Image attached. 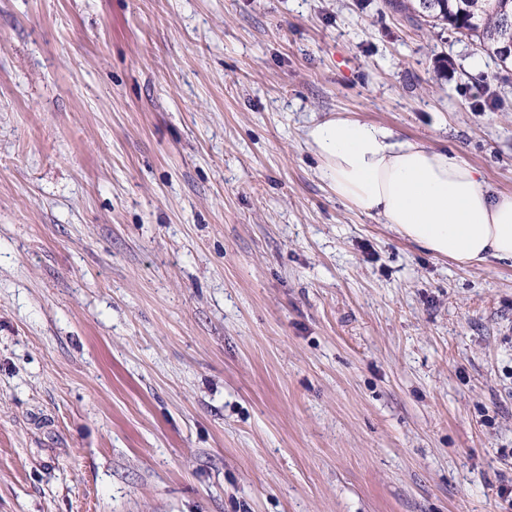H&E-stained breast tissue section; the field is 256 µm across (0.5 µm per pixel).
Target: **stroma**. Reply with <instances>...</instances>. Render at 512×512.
I'll use <instances>...</instances> for the list:
<instances>
[{"instance_id":"stroma-1","label":"stroma","mask_w":512,"mask_h":512,"mask_svg":"<svg viewBox=\"0 0 512 512\" xmlns=\"http://www.w3.org/2000/svg\"><path fill=\"white\" fill-rule=\"evenodd\" d=\"M332 118L512 195V70L385 0H0V512H512V262L336 197Z\"/></svg>"}]
</instances>
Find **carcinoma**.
I'll return each mask as SVG.
<instances>
[{
    "label": "carcinoma",
    "mask_w": 512,
    "mask_h": 512,
    "mask_svg": "<svg viewBox=\"0 0 512 512\" xmlns=\"http://www.w3.org/2000/svg\"><path fill=\"white\" fill-rule=\"evenodd\" d=\"M391 8L413 10L434 25L446 24L478 42L484 53L504 70L512 69V58L500 53V46L512 39V0H388Z\"/></svg>",
    "instance_id": "1"
}]
</instances>
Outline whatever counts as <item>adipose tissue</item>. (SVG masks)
<instances>
[{
  "mask_svg": "<svg viewBox=\"0 0 512 512\" xmlns=\"http://www.w3.org/2000/svg\"><path fill=\"white\" fill-rule=\"evenodd\" d=\"M307 142L337 197L419 248L460 264L512 260V196L489 193L465 161L350 119L315 124Z\"/></svg>",
  "mask_w": 512,
  "mask_h": 512,
  "instance_id": "1",
  "label": "adipose tissue"
}]
</instances>
